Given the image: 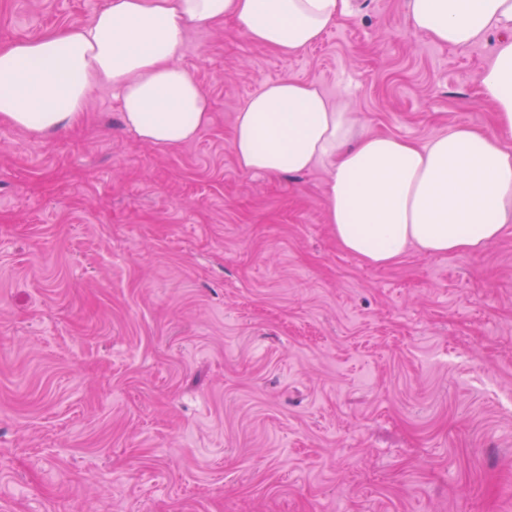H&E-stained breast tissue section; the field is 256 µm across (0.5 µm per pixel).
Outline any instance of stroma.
I'll return each mask as SVG.
<instances>
[{
    "label": "stroma",
    "instance_id": "stroma-1",
    "mask_svg": "<svg viewBox=\"0 0 512 512\" xmlns=\"http://www.w3.org/2000/svg\"><path fill=\"white\" fill-rule=\"evenodd\" d=\"M105 2L0 0V43ZM350 6L292 56L231 20L190 32L212 121L180 147L126 131L108 87L62 132L0 123V512H512V224L371 266L326 222L327 170L231 151L288 77L373 133L491 127L498 34L440 45L406 0Z\"/></svg>",
    "mask_w": 512,
    "mask_h": 512
}]
</instances>
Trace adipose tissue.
<instances>
[{
	"instance_id": "ef3b65f1",
	"label": "adipose tissue",
	"mask_w": 512,
	"mask_h": 512,
	"mask_svg": "<svg viewBox=\"0 0 512 512\" xmlns=\"http://www.w3.org/2000/svg\"><path fill=\"white\" fill-rule=\"evenodd\" d=\"M349 0H107L84 27L0 44V121L44 137L108 85L126 127L172 149L212 120L211 103L174 62L189 32L231 19L255 43L293 55L350 16ZM407 27L465 47L499 34L479 78L494 127H455L425 144L365 133L312 82L265 83L237 113L239 169L271 176L327 168L326 221L340 247L387 266L409 249L473 254L512 223V0H407Z\"/></svg>"
}]
</instances>
